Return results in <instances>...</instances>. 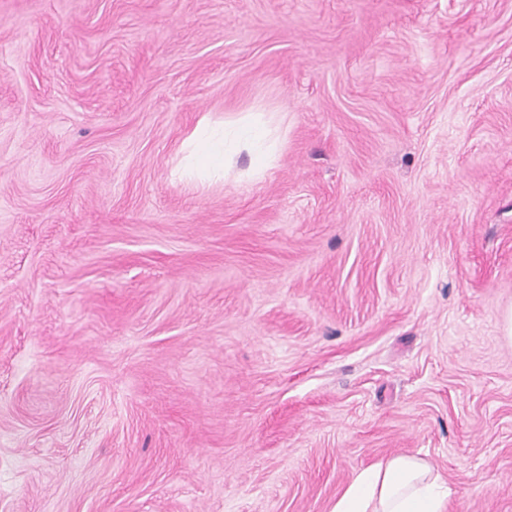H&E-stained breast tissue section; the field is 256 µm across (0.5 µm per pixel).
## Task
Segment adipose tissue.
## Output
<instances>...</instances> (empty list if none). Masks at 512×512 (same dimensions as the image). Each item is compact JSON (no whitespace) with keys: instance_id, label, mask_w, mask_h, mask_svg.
<instances>
[{"instance_id":"obj_1","label":"adipose tissue","mask_w":512,"mask_h":512,"mask_svg":"<svg viewBox=\"0 0 512 512\" xmlns=\"http://www.w3.org/2000/svg\"><path fill=\"white\" fill-rule=\"evenodd\" d=\"M273 133L262 113L248 112L233 123L214 125L202 118L183 141L180 175L224 177L234 156L247 152L274 160ZM451 490L421 453H400L362 469L332 512H448Z\"/></svg>"}]
</instances>
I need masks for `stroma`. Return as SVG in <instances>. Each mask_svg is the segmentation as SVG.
Returning <instances> with one entry per match:
<instances>
[{"instance_id": "obj_1", "label": "stroma", "mask_w": 512, "mask_h": 512, "mask_svg": "<svg viewBox=\"0 0 512 512\" xmlns=\"http://www.w3.org/2000/svg\"><path fill=\"white\" fill-rule=\"evenodd\" d=\"M510 308L512 0H0V512H512ZM263 112H248L240 119L216 127L204 116L183 141L184 156L178 166L180 176L224 178L230 170L233 157L246 151L262 165L253 174L263 172L274 160L273 133ZM263 149V154L259 151ZM451 489L421 453L390 455L362 469L332 512H447Z\"/></svg>"}]
</instances>
